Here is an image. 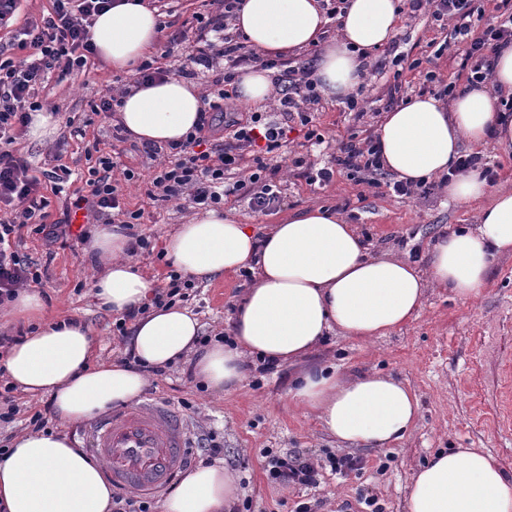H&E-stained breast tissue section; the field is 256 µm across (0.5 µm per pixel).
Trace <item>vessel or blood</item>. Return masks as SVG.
Segmentation results:
<instances>
[{"mask_svg":"<svg viewBox=\"0 0 512 512\" xmlns=\"http://www.w3.org/2000/svg\"><path fill=\"white\" fill-rule=\"evenodd\" d=\"M186 442L182 419L151 402L113 410L87 429V445L105 459L113 486L141 495L163 491L189 465Z\"/></svg>","mask_w":512,"mask_h":512,"instance_id":"vessel-or-blood-1","label":"vessel or blood"}]
</instances>
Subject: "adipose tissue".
Listing matches in <instances>:
<instances>
[{
	"instance_id": "adipose-tissue-1",
	"label": "adipose tissue",
	"mask_w": 512,
	"mask_h": 512,
	"mask_svg": "<svg viewBox=\"0 0 512 512\" xmlns=\"http://www.w3.org/2000/svg\"><path fill=\"white\" fill-rule=\"evenodd\" d=\"M402 0H348L340 38L322 44L312 74L328 100L346 98L364 81L368 57L399 31ZM328 19L320 0H243L232 29L265 56H285L320 44ZM160 17L145 0H114L96 17L90 39L112 69L126 71L154 50ZM239 101L264 108L274 85L268 70L251 67L235 78ZM200 94L187 80L168 77L135 86L119 117L140 141L167 144L193 130ZM385 168L398 180L419 183L447 173L463 146L488 140L512 146V119L483 87L457 91L450 105L416 97L387 112L376 132ZM459 206L482 202L478 224L444 234L426 269L392 254L371 256L353 225L334 211L307 208L265 233L206 210L178 225L166 250L178 270L209 284L249 269L253 281L238 306L229 342L200 346L202 326L177 305L155 308L132 325L139 367L95 361L96 337L85 324L48 317L38 292L23 289L6 316L35 330L6 354L10 383L32 397L47 395L60 425L86 421L116 404L138 402L149 368L194 356V376L216 395L241 388L255 356L295 365L335 333L362 343L390 335L421 309L427 289L443 288L462 301L485 291L491 262L512 251V193L491 191L476 171L447 186ZM117 225L103 224L89 243L100 272L91 287L99 309L122 314L142 305L154 284L127 254ZM342 446L386 449L399 445L420 416V402L402 381L380 373L305 372L289 390ZM101 460L74 448L57 432L25 433L0 452V507L5 512H112V487ZM242 489L235 472L216 461L188 471L163 502L162 512H234ZM405 512H512V477L478 448L435 453L412 475Z\"/></svg>"
}]
</instances>
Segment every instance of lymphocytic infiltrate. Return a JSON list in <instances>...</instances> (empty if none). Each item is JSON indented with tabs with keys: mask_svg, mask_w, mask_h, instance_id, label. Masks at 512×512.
<instances>
[{
	"mask_svg": "<svg viewBox=\"0 0 512 512\" xmlns=\"http://www.w3.org/2000/svg\"><path fill=\"white\" fill-rule=\"evenodd\" d=\"M216 10L194 13V26L170 34L157 57L141 62L137 79L149 82L177 76L203 80L207 91L193 130L185 139L170 144L168 151L145 145L144 153L156 165L151 175L149 197L155 202L186 200L194 205L218 206L224 200L247 203L250 211L263 214L280 206L282 188L275 180L276 169L267 161L287 136L290 122L305 130L304 138L322 144L324 136L314 122L320 97L307 65L293 66L281 59L265 58L243 49L226 36L225 30L240 10L243 0H210ZM411 10H430L434 20L449 22V41L462 47V68L470 82L489 84L500 44L512 42V0H500L508 15L473 34L474 0H408ZM112 0H53L42 20L28 23L21 31L19 49L27 56L22 65L0 59V306L11 301L28 282L40 280L34 263L6 248L11 234L24 227L44 235L49 243L67 245L71 236L70 213L84 210L116 224L139 223L141 211L126 208L119 181L137 180V173L120 167L113 157H99L89 167L87 194L67 202L68 215L48 222V201L38 178L24 158L15 156L13 146L31 122L32 112L41 107L39 86L50 69L83 66L94 46L87 28L92 17L107 10ZM259 65L278 72L277 105L274 112L225 111L232 97L230 87L239 68ZM292 166L309 183L327 184L334 174H343L370 187H380L383 163L375 137L352 133L339 142L333 164L314 168L306 157L297 156ZM268 475L282 485L315 484L318 469L308 459L272 456Z\"/></svg>",
	"mask_w": 512,
	"mask_h": 512,
	"instance_id": "obj_1",
	"label": "lymphocytic infiltrate"
}]
</instances>
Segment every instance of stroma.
Here are the masks:
<instances>
[{
    "instance_id": "1",
    "label": "stroma",
    "mask_w": 512,
    "mask_h": 512,
    "mask_svg": "<svg viewBox=\"0 0 512 512\" xmlns=\"http://www.w3.org/2000/svg\"><path fill=\"white\" fill-rule=\"evenodd\" d=\"M446 35L429 13H407L394 47L398 53L425 60L440 48ZM118 78L127 82L131 76L116 74L94 54L85 66L54 72L38 98L54 113L56 132L43 140L22 137L16 148L41 181L48 211L55 219L66 194L53 191L50 173L54 165L72 172L67 194L83 193L90 158L119 153L124 164L140 175L138 182L120 185L127 208L143 213L135 230L151 236L155 245L154 252L138 254L136 262L145 277L161 286L169 267L159 252L175 226L188 223L196 210L181 201L161 205L150 200L146 190L152 162L142 144L128 138L115 141L111 127L92 122V103L111 92ZM422 82L415 70L398 75L388 68L370 74L361 103L365 118L360 124L344 103L321 101L316 124L325 142L313 147L311 161L319 168L329 166L337 142L356 126L376 134L378 114L386 109L390 87L401 84L402 95L414 97ZM303 142V131L292 130L273 159L280 167L276 179L285 193L280 208L258 215L230 199L225 209L242 223L256 225L277 223L282 214L306 207H330L356 226L374 253L394 252L419 265L444 228H460L478 220L479 205L456 206L440 189L425 198H407L343 175L323 186L309 184L288 168L292 157L301 154ZM10 244L20 256L47 268L37 289L46 297L49 314L89 323L97 333V359L122 357L125 345L114 330L115 318L98 309L91 293L94 270L87 243L51 246L25 228ZM246 286L237 273L190 289L185 306L198 316L204 335L224 329ZM312 360L350 372L390 374L408 384L421 402V414L410 435L388 450H354L357 469L335 474L328 459L338 452L336 442L289 401L296 370L288 366L272 371L254 368L237 392L212 396L197 386L188 364L178 363L158 377L145 396L179 410L189 428L188 452L193 463L206 459L200 446L202 436L212 434L223 442V459L246 491L238 512H299L304 506L311 512H371L366 503L371 496L382 512H404L415 469L441 448L484 449L512 474L511 254L495 259L479 299L462 302L447 290L429 289L419 313L389 336L370 344L330 336ZM185 401L190 402V409H182ZM271 453H297L318 462L316 484L287 487L270 481L267 456Z\"/></svg>"
}]
</instances>
